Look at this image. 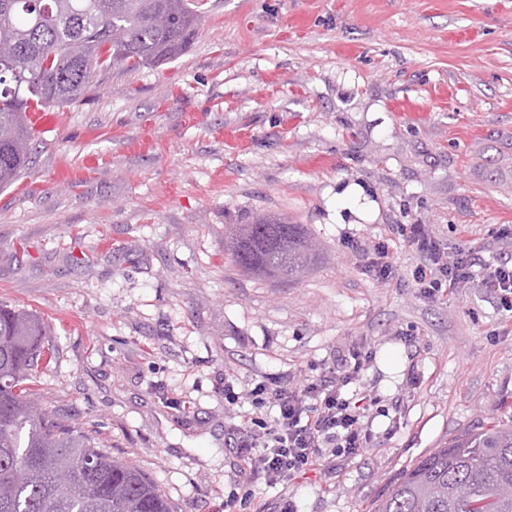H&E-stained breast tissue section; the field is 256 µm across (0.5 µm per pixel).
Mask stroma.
I'll list each match as a JSON object with an SVG mask.
<instances>
[{
  "instance_id": "stroma-1",
  "label": "stroma",
  "mask_w": 512,
  "mask_h": 512,
  "mask_svg": "<svg viewBox=\"0 0 512 512\" xmlns=\"http://www.w3.org/2000/svg\"><path fill=\"white\" fill-rule=\"evenodd\" d=\"M177 60L115 66L42 115L0 191V301L40 314L38 398L136 464L175 512H370L422 456L512 425V334L470 280L447 299L364 274L402 224L512 258V0H204ZM263 214L320 248L297 282L240 271L224 229ZM368 359L377 444L285 485L229 445L236 391Z\"/></svg>"
}]
</instances>
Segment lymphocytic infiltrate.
Listing matches in <instances>:
<instances>
[{"instance_id": "1", "label": "lymphocytic infiltrate", "mask_w": 512, "mask_h": 512, "mask_svg": "<svg viewBox=\"0 0 512 512\" xmlns=\"http://www.w3.org/2000/svg\"><path fill=\"white\" fill-rule=\"evenodd\" d=\"M400 233L419 256L410 276L423 298L447 297L477 266L483 287L495 294L506 321H512L511 263H482L465 247L451 264L428 225L404 224ZM348 357L344 369L328 366L316 377L293 383L261 381L243 395L235 392L232 381H225L224 400L235 409L230 435L242 470L275 485L320 470L336 458L353 460L373 449V436L362 418L377 399L369 394L345 397V387L357 380L365 362L358 348L350 349Z\"/></svg>"}]
</instances>
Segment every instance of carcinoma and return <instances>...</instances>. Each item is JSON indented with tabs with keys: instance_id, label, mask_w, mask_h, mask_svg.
Returning <instances> with one entry per match:
<instances>
[{
	"instance_id": "1",
	"label": "carcinoma",
	"mask_w": 512,
	"mask_h": 512,
	"mask_svg": "<svg viewBox=\"0 0 512 512\" xmlns=\"http://www.w3.org/2000/svg\"><path fill=\"white\" fill-rule=\"evenodd\" d=\"M200 20L198 0H0V190L32 163L29 111L67 106L114 65L176 60ZM225 246L261 278H298L315 255L304 225L267 216L229 225ZM45 336L40 316L0 303V512H172L137 465L40 406ZM372 512H512V425L432 450Z\"/></svg>"
}]
</instances>
